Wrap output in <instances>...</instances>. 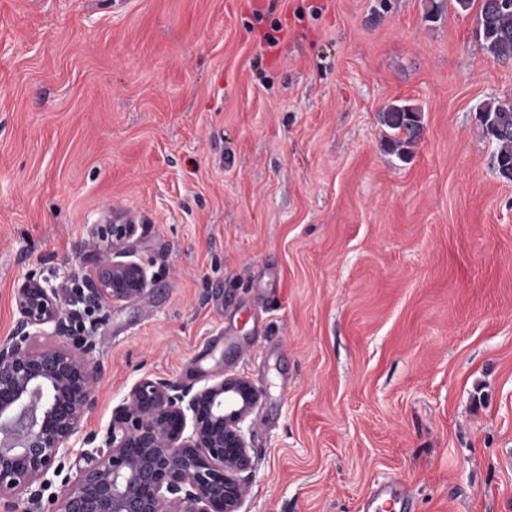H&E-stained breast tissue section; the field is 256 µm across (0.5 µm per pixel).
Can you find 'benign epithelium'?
<instances>
[{
  "label": "benign epithelium",
  "instance_id": "benign-epithelium-1",
  "mask_svg": "<svg viewBox=\"0 0 512 512\" xmlns=\"http://www.w3.org/2000/svg\"><path fill=\"white\" fill-rule=\"evenodd\" d=\"M137 225L120 214L95 224L85 244L92 266L66 290L49 280L17 290L18 318L0 339V512H240L253 470L243 423L260 392L242 376L201 387L166 378L138 380L105 431L82 433L97 404L103 367L70 348L83 314L108 316L143 295L147 272L129 260ZM91 464L62 476L73 444Z\"/></svg>",
  "mask_w": 512,
  "mask_h": 512
}]
</instances>
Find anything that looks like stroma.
Wrapping results in <instances>:
<instances>
[{"instance_id":"stroma-1","label":"stroma","mask_w":512,"mask_h":512,"mask_svg":"<svg viewBox=\"0 0 512 512\" xmlns=\"http://www.w3.org/2000/svg\"><path fill=\"white\" fill-rule=\"evenodd\" d=\"M456 0H0V337L110 212L142 298L84 431L139 379L261 391L241 512H512V60ZM418 107L408 160L383 108ZM483 133L497 144L495 166L499 175L512 181V102H487L477 109Z\"/></svg>"}]
</instances>
